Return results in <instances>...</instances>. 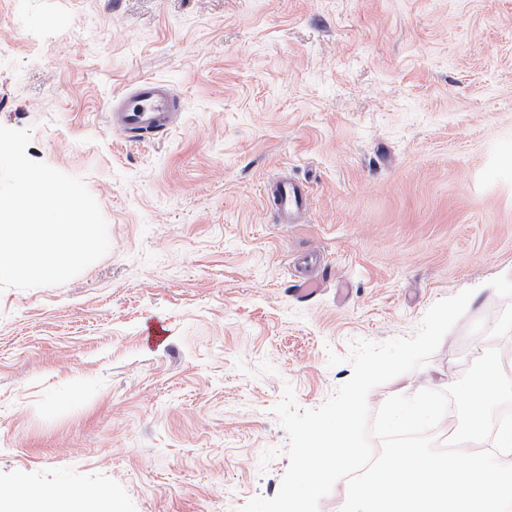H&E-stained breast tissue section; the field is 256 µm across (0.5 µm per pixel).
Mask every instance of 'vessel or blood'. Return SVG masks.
Masks as SVG:
<instances>
[{"label":"vessel or blood","mask_w":512,"mask_h":512,"mask_svg":"<svg viewBox=\"0 0 512 512\" xmlns=\"http://www.w3.org/2000/svg\"><path fill=\"white\" fill-rule=\"evenodd\" d=\"M179 97L165 82L145 79L128 93L117 96L111 113L114 124L133 137L164 132L172 123ZM311 188L307 183L285 179L271 190V206L280 223L306 219Z\"/></svg>","instance_id":"vessel-or-blood-1"}]
</instances>
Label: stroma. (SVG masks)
<instances>
[{
	"mask_svg": "<svg viewBox=\"0 0 512 512\" xmlns=\"http://www.w3.org/2000/svg\"><path fill=\"white\" fill-rule=\"evenodd\" d=\"M147 78L180 110L136 141L109 106ZM0 125L85 181L110 239L64 284L0 292V492L240 512L289 464L284 386L320 407L353 341L474 292L373 410L512 357V0H0ZM284 175L312 187L304 223L265 202Z\"/></svg>",
	"mask_w": 512,
	"mask_h": 512,
	"instance_id": "obj_1",
	"label": "stroma"
}]
</instances>
